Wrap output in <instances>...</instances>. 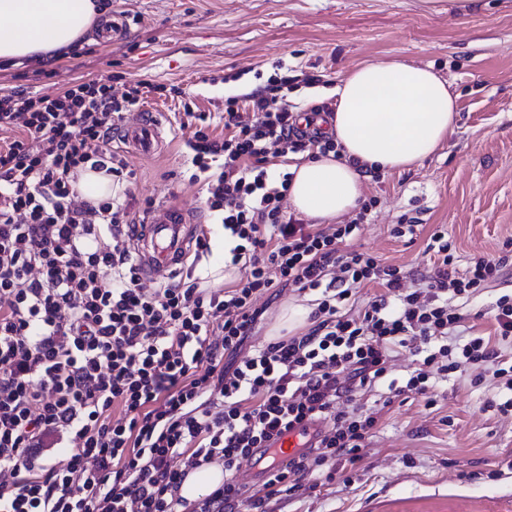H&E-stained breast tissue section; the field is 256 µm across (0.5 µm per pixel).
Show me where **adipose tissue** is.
Wrapping results in <instances>:
<instances>
[{
  "label": "adipose tissue",
  "mask_w": 512,
  "mask_h": 512,
  "mask_svg": "<svg viewBox=\"0 0 512 512\" xmlns=\"http://www.w3.org/2000/svg\"><path fill=\"white\" fill-rule=\"evenodd\" d=\"M109 21L102 0H0V62L65 54ZM335 94V151L290 168L292 210L319 224L357 206L369 171H404L434 154L457 118L447 81L429 66L370 62L348 72Z\"/></svg>",
  "instance_id": "adipose-tissue-1"
}]
</instances>
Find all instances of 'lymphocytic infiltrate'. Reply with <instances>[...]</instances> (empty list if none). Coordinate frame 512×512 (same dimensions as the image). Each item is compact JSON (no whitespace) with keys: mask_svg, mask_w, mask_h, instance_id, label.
Here are the masks:
<instances>
[{"mask_svg":"<svg viewBox=\"0 0 512 512\" xmlns=\"http://www.w3.org/2000/svg\"><path fill=\"white\" fill-rule=\"evenodd\" d=\"M142 80L122 93L90 79L56 96L0 88V512H265L327 462L352 464L377 428L362 398L379 383L391 395H427L432 374L481 368L512 393V295L495 303L493 332L462 337L454 306L495 279L503 259H475L465 276L452 245L434 232L437 260L420 288L400 268L340 251L355 230L333 232L284 213L288 180H269V154L335 150L332 138L301 129L287 95L229 98L224 132L199 113L187 147L208 194L235 238L234 288L201 278L144 288L129 247L137 232L133 195L76 202L78 169L120 178L130 162L112 144L123 113L164 97ZM378 285L358 315L342 307L356 285ZM319 291L306 330L273 339L233 367L272 288ZM417 356L403 384L388 381L394 352ZM323 429L313 447L273 468L245 495L242 463L286 434ZM72 445L66 465L44 468L48 438ZM224 465L222 485L194 504L177 491L202 464Z\"/></svg>","mask_w":512,"mask_h":512,"instance_id":"lymphocytic-infiltrate-1","label":"lymphocytic infiltrate"}]
</instances>
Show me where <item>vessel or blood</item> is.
<instances>
[{"label":"vessel or blood","instance_id":"vessel-or-blood-1","mask_svg":"<svg viewBox=\"0 0 512 512\" xmlns=\"http://www.w3.org/2000/svg\"><path fill=\"white\" fill-rule=\"evenodd\" d=\"M123 139L131 153L147 156L160 144L159 126L155 119L141 120L137 125L123 129ZM197 218L193 212L174 205H161L150 224L142 228L141 246L137 260L142 275L155 280L172 276L194 248V231ZM319 425H311L306 431L291 432L278 443V452L265 453L268 465L280 464L284 456L306 447L319 432Z\"/></svg>","mask_w":512,"mask_h":512}]
</instances>
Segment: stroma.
I'll return each instance as SVG.
<instances>
[{"label": "stroma", "mask_w": 512, "mask_h": 512, "mask_svg": "<svg viewBox=\"0 0 512 512\" xmlns=\"http://www.w3.org/2000/svg\"><path fill=\"white\" fill-rule=\"evenodd\" d=\"M485 2L465 13L448 0H106L109 16L125 22L115 41L92 34L49 65L0 64V87L55 94L74 79L121 74L177 86L193 109L217 113L227 98L242 96V84L262 90L281 74L294 81L289 101L310 110L335 104L336 85L363 63L432 66L458 97L453 130L411 170L366 178L362 200L371 209L342 245L400 267L404 287L417 288L436 260L425 250L433 230L453 243L461 275L512 240V0ZM178 103L148 99L164 146L131 158L136 176L121 187L140 202L195 211L211 231L197 272L206 287L228 288L239 273L225 270L224 227L201 184L189 180L184 143L196 122L179 114ZM412 220L421 226L417 236L393 235ZM505 293H512V258L464 304L477 331H491L492 306ZM314 298L289 288L261 297L249 345L285 335L284 310L312 311ZM431 392L430 408L415 394L387 399L382 386L368 394L382 412L361 459L331 482L272 499L267 512H512V416L496 409L512 392L491 378L473 382L468 372L434 380Z\"/></svg>", "instance_id": "stroma-1"}]
</instances>
